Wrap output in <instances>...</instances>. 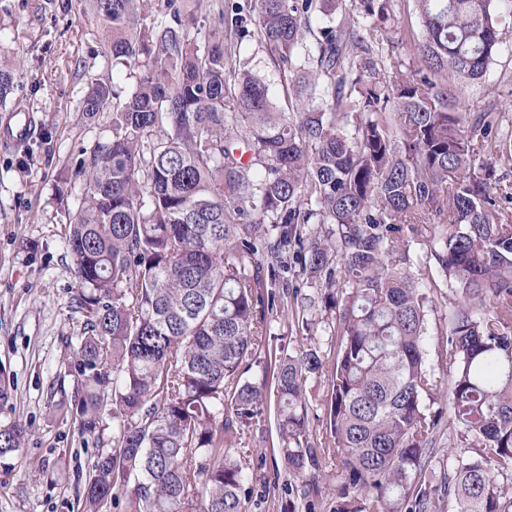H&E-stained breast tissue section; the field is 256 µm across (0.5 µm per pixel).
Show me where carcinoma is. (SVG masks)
Here are the masks:
<instances>
[{
    "label": "carcinoma",
    "mask_w": 512,
    "mask_h": 512,
    "mask_svg": "<svg viewBox=\"0 0 512 512\" xmlns=\"http://www.w3.org/2000/svg\"><path fill=\"white\" fill-rule=\"evenodd\" d=\"M191 2L85 0L112 75L77 107L109 125L60 176L81 186L66 249L83 314L80 387L60 407L110 445L84 512H243L232 450L264 390L239 368L266 343L265 304H292L293 253L335 350L321 417L305 396L320 348L275 364L306 512L322 462L341 472L336 512H512V478H496L512 473V181L496 170L512 131L448 104V83L485 76L512 0H414L417 33L392 29L393 0ZM253 42L275 79L253 72ZM22 67L0 56L4 112L27 110ZM434 270L454 301L433 363ZM26 436L0 423L1 466Z\"/></svg>",
    "instance_id": "carcinoma-1"
}]
</instances>
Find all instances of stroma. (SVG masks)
I'll return each mask as SVG.
<instances>
[{
  "instance_id": "1",
  "label": "stroma",
  "mask_w": 512,
  "mask_h": 512,
  "mask_svg": "<svg viewBox=\"0 0 512 512\" xmlns=\"http://www.w3.org/2000/svg\"><path fill=\"white\" fill-rule=\"evenodd\" d=\"M0 48L24 62L18 92L39 125L26 167L15 150L0 146V383L13 391L0 402V422L17 420L29 438L11 468H0V512H82L86 479L102 447L81 437L74 418L54 415L56 404L77 388L65 355L67 338L83 316L74 298L78 283L65 246L68 211L81 198L72 187L60 202L57 176L79 149L91 147L109 115L86 125L77 106L88 83L104 72V45L80 0H0ZM466 111L505 102L502 126L512 128V31L482 80L454 89ZM270 340L247 362L243 380L271 384V354L315 345L329 350L326 336L311 335L289 314L266 315ZM244 447L235 454L247 468L246 512H287L300 500L301 485L276 473L279 440L272 405L245 426Z\"/></svg>"
}]
</instances>
